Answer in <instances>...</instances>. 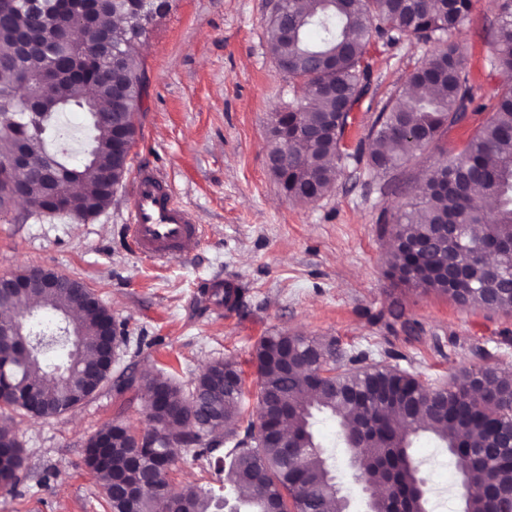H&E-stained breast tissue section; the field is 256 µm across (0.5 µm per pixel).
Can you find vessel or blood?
<instances>
[{
  "label": "vessel or blood",
  "instance_id": "vessel-or-blood-1",
  "mask_svg": "<svg viewBox=\"0 0 512 512\" xmlns=\"http://www.w3.org/2000/svg\"><path fill=\"white\" fill-rule=\"evenodd\" d=\"M128 234L140 254L165 259L195 251L201 228L178 201L168 178L156 171H144L133 183Z\"/></svg>",
  "mask_w": 512,
  "mask_h": 512
}]
</instances>
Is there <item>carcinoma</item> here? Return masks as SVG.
Masks as SVG:
<instances>
[{"label": "carcinoma", "instance_id": "cac0c4a2", "mask_svg": "<svg viewBox=\"0 0 512 512\" xmlns=\"http://www.w3.org/2000/svg\"><path fill=\"white\" fill-rule=\"evenodd\" d=\"M44 11L31 13L19 0H0V52L16 34L40 31L45 51L21 61L28 74L27 90L34 104L25 108L17 97L18 70L0 68V164L19 144L30 146L37 161H53L64 171L61 191L76 209L101 211L112 201L104 180L123 181L137 133L136 116L145 90V75L137 57V42L148 25L170 8L169 0L139 16L128 17L126 0H98L93 8L100 24L112 33L107 59L112 73L124 81L128 107L112 108V84L103 79L105 64L82 43L69 38L68 15L58 0H44ZM472 0H286L288 35L280 17L271 15L273 57L289 62L288 78L298 82L301 95L273 116L269 156L276 162L272 175L284 195L295 202H311L329 192L340 174V142L348 111L365 96L371 70L365 54L372 34L396 43L414 37L433 44L404 84L384 104L370 131V166L387 174L425 153L435 158L420 201L406 202L395 213H382V232L394 245L388 254L391 275L399 282L448 296L462 307L512 312V255L489 265L480 254L486 244L512 241V85L492 105V115L456 155L440 145L443 135L468 118V111L487 108L475 104L473 87L459 45L442 42V34L457 29ZM494 66L512 75V0H499ZM117 17L122 25L108 20ZM319 39L311 42L307 33ZM326 59L325 67L311 58ZM86 114L96 132L80 164L70 166L45 150L49 139L63 133L58 114ZM84 191L76 193L73 186ZM483 198L473 196L474 188ZM34 205L43 212L55 207L54 188L33 172L23 184ZM464 225L461 241L448 239L441 225ZM458 260L464 276L450 280L445 264ZM39 308L61 316L79 310L72 351L64 365V382L35 357L21 361L0 357V406L31 418L62 414L86 400L92 368L98 361L97 342L104 309H91L69 288L39 297ZM59 326L27 323L25 334L37 342L56 335ZM337 351L336 340L277 334L262 339L255 359L260 386L279 397L270 406L267 435L253 434L249 424L238 432L242 416V371L231 361L215 365L226 371L228 386L211 380L204 371L190 394L160 374L146 375L139 388L161 426L149 427V447L133 448L128 431L105 425L96 436L104 453L96 458L88 440L85 466L95 474L109 512H155L165 501L167 470L155 473L154 487L122 501L112 496V480L149 469L154 457L174 455L173 445L198 442L195 458L214 469L219 486L192 487L180 493L193 512H221L227 504L224 484L238 493L231 509L268 512H328L337 503L335 477L326 450L314 431L320 414L336 419L344 446L354 438L362 445V480L378 484L391 476L396 490L386 512H426L424 477L408 449L413 437L428 433L448 450L459 475L465 477V512H495V490L512 489V371L496 367L463 368L448 387L430 389L410 373L389 366L367 365V353L349 357L352 367L311 380L310 364ZM288 418V439L305 449L297 463L286 458L277 421ZM491 446L497 453L487 465L475 458ZM25 470V455L17 434L0 427V488L12 491Z\"/></svg>", "mask_w": 512, "mask_h": 512}]
</instances>
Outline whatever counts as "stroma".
<instances>
[{
  "label": "stroma",
  "instance_id": "stroma-1",
  "mask_svg": "<svg viewBox=\"0 0 512 512\" xmlns=\"http://www.w3.org/2000/svg\"><path fill=\"white\" fill-rule=\"evenodd\" d=\"M272 2L170 0L169 11L149 25L138 52L147 80L140 131L129 171L101 214L82 221L20 207L0 211V274L42 266L77 276L127 336L112 379L75 409L37 419L0 408L27 465L15 491H0V512H105L99 482L84 464L86 442L109 422L148 426L143 393L115 389L123 374L159 373L187 391L209 364L238 363L249 421L259 390L256 349L274 333L337 339L345 355L368 351L370 363L417 375L433 388L464 367L512 370V313L463 308L404 286L386 264L390 239L378 219L417 195L433 161L422 155L395 175L376 172L368 134L425 45L372 40L365 57L372 85L349 118L340 176L322 198L294 202L267 167L271 116L299 92L274 63ZM497 19L496 0H473L450 36L477 101L486 104L512 84L491 65ZM143 169L166 175L196 215L202 238L189 256L146 259L132 250L126 215ZM211 278L237 284L231 306L204 303L198 285ZM315 431L346 512H368L336 420L318 416ZM195 450L178 448L168 476L173 490L213 483ZM413 455L427 481L428 512H461L460 477L447 450L422 434Z\"/></svg>",
  "mask_w": 512,
  "mask_h": 512
}]
</instances>
